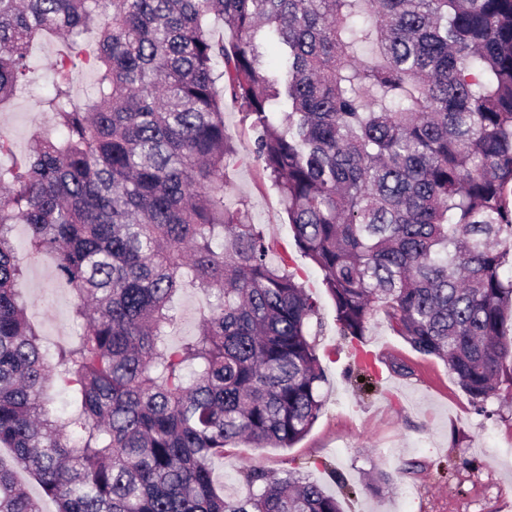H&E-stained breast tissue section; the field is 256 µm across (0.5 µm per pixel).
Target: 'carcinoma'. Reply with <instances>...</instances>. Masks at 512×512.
Returning <instances> with one entry per match:
<instances>
[{
  "mask_svg": "<svg viewBox=\"0 0 512 512\" xmlns=\"http://www.w3.org/2000/svg\"><path fill=\"white\" fill-rule=\"evenodd\" d=\"M212 16L235 42L207 36ZM47 35L70 42L44 101L60 137L12 161L0 131V512H42L20 472L56 512H342L295 471L249 468L242 497L212 475L236 442L292 447L325 382L317 301L224 199L220 80L342 336L381 311L478 411L512 396V0H0V103ZM77 60L95 76L82 102ZM17 224L73 290L63 345L28 319ZM189 288L212 301L172 343Z\"/></svg>",
  "mask_w": 512,
  "mask_h": 512,
  "instance_id": "obj_1",
  "label": "carcinoma"
}]
</instances>
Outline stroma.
Returning a JSON list of instances; mask_svg holds the SVG:
<instances>
[{
    "label": "stroma",
    "mask_w": 512,
    "mask_h": 512,
    "mask_svg": "<svg viewBox=\"0 0 512 512\" xmlns=\"http://www.w3.org/2000/svg\"><path fill=\"white\" fill-rule=\"evenodd\" d=\"M64 49L57 37L36 42L30 52L32 84L0 105V131L14 157L27 153L34 133L53 130L41 100L52 91ZM224 125L237 149L224 174V196L246 202L270 257L285 260L316 299L317 353L326 381L323 413L300 441L290 448L227 446L212 460L215 482L242 495L244 469L256 466L277 475L298 470L335 495L343 512H512V408L491 400L487 414L477 412L446 363L414 351L379 314L363 339L378 359V380L372 390L357 391L348 378L351 349L323 274L296 246L279 196L252 157L251 133L229 99ZM15 246L33 302L29 318L46 339L68 340L78 325L71 315L73 294L58 274L55 256L31 257L21 232ZM377 470L395 474V484L367 488L369 474Z\"/></svg>",
    "instance_id": "obj_1"
}]
</instances>
